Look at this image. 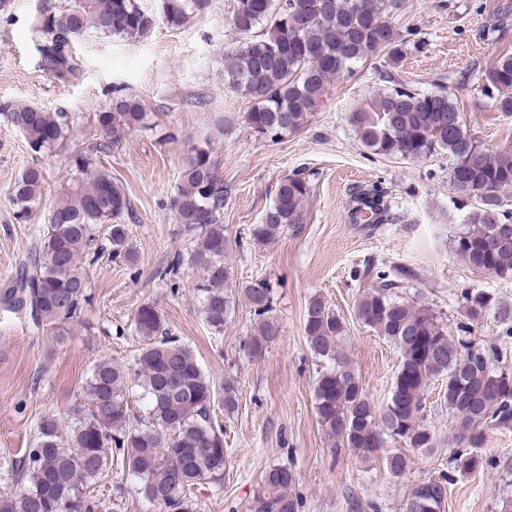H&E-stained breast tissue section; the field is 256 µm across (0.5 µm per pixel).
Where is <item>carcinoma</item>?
Segmentation results:
<instances>
[{
	"instance_id": "cac0c4a2",
	"label": "carcinoma",
	"mask_w": 512,
	"mask_h": 512,
	"mask_svg": "<svg viewBox=\"0 0 512 512\" xmlns=\"http://www.w3.org/2000/svg\"><path fill=\"white\" fill-rule=\"evenodd\" d=\"M45 12L32 20L36 49L44 68L58 81L78 77L74 44L87 30L136 41L157 23L137 0H43ZM210 0H164L163 21L184 25L205 12ZM391 0H236L232 25L237 43L224 50V85L252 100L245 124L260 139H278L303 127L336 80L384 53L393 65L405 40L388 20ZM494 107L512 116V53L497 56L482 76ZM458 102L441 88L416 92L396 87L377 93L352 112L362 144L377 155L421 158L445 152L452 159L454 187L484 186L492 195L473 200L468 228L454 240V251L467 266L497 277L512 276V224L504 193L512 189V147L491 150L479 144L458 119ZM0 117L15 128L34 153H68L70 175L61 185L47 218V231L31 243L21 271L4 284L0 300L24 311L35 328H51L62 341L78 319L87 281L80 259L95 251L100 225H107L112 256L134 259L131 229L119 219L131 211L125 190L101 161L109 143L72 148L75 115L16 101L0 102ZM97 128L121 138L134 129L150 130L149 112L137 96L115 88L94 114ZM45 173L29 167L15 179L10 200L16 218L29 217L42 197ZM224 180L208 147L190 143L184 152L181 180L171 198L178 223L196 235L189 253L203 275L196 284L201 315L221 332L234 306L225 284ZM310 193L306 178L293 174L276 186L272 204L249 235L258 243L275 239L287 226L304 220ZM387 191L379 182L356 188L348 204L353 224L389 220ZM382 283L360 295L356 319L393 344L400 353L391 395L381 406L367 396L361 377L345 353L347 325L320 297L305 311L303 333L311 354L323 363L314 384L315 411L321 426L358 460L370 461L392 440L400 448L385 457L389 472L402 476L410 460L404 449L429 450L434 434L422 422L425 392L432 381L446 382L441 404L455 423L453 472L477 473L486 467L512 476V464L476 451L483 428L512 425V373L498 369L496 346H475L448 330L427 308L397 300ZM241 293L258 323L248 353L262 354L276 336L272 289L264 280L246 284ZM465 317L479 321L491 309L489 293L461 292ZM141 340L126 364L102 357L93 365L80 404L64 418L42 415L32 444L22 458L0 457V478L23 481L18 493L0 500V512H99L96 484L116 465L140 482V493L162 512H195L193 495L206 479L224 476L227 449L224 429L215 422L216 387L196 355L165 327L156 306L141 305L130 324ZM142 388L143 414L131 415L127 390ZM222 405L238 407L235 380L224 379ZM448 476L430 479L409 493L405 512H443ZM296 476L286 465L269 469L254 494L251 512H300Z\"/></svg>"
}]
</instances>
